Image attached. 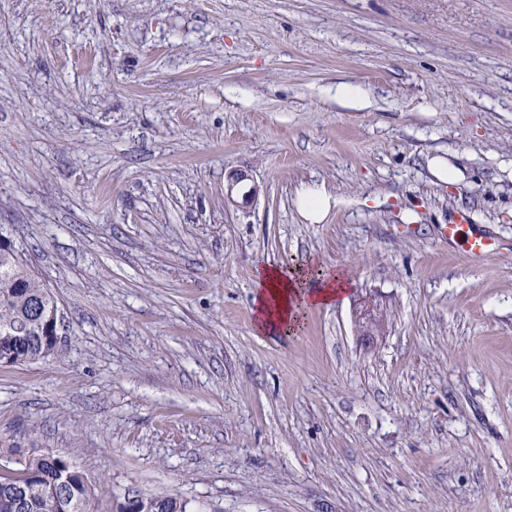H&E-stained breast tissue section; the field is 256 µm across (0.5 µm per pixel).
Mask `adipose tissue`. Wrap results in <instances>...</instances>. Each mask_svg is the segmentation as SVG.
Segmentation results:
<instances>
[{
    "mask_svg": "<svg viewBox=\"0 0 512 512\" xmlns=\"http://www.w3.org/2000/svg\"><path fill=\"white\" fill-rule=\"evenodd\" d=\"M253 332L295 336L308 313L347 299L349 281L338 269L311 260L295 266L265 263L254 272Z\"/></svg>",
    "mask_w": 512,
    "mask_h": 512,
    "instance_id": "ef3b65f1",
    "label": "adipose tissue"
}]
</instances>
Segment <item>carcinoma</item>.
<instances>
[{"label": "carcinoma", "instance_id": "1", "mask_svg": "<svg viewBox=\"0 0 512 512\" xmlns=\"http://www.w3.org/2000/svg\"><path fill=\"white\" fill-rule=\"evenodd\" d=\"M58 309L44 278L8 242L0 243V360L24 365L57 352L44 325ZM87 475L50 451L23 459L17 475L0 472V512H90Z\"/></svg>", "mask_w": 512, "mask_h": 512}]
</instances>
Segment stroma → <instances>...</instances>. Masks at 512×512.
I'll list each match as a JSON object with an SVG mask.
<instances>
[{
  "mask_svg": "<svg viewBox=\"0 0 512 512\" xmlns=\"http://www.w3.org/2000/svg\"><path fill=\"white\" fill-rule=\"evenodd\" d=\"M460 211L500 256L442 239ZM0 224L63 325L0 365V445L91 512H512V0H0ZM265 259L348 299L256 337ZM331 197L320 188H304L297 193L296 206L309 224H320L331 208ZM358 323V336L361 345L365 348H372L375 344L376 336H379L382 327V320L378 317L370 302H363V305L356 310Z\"/></svg>",
  "mask_w": 512,
  "mask_h": 512,
  "instance_id": "35a3bbf8",
  "label": "stroma"
}]
</instances>
